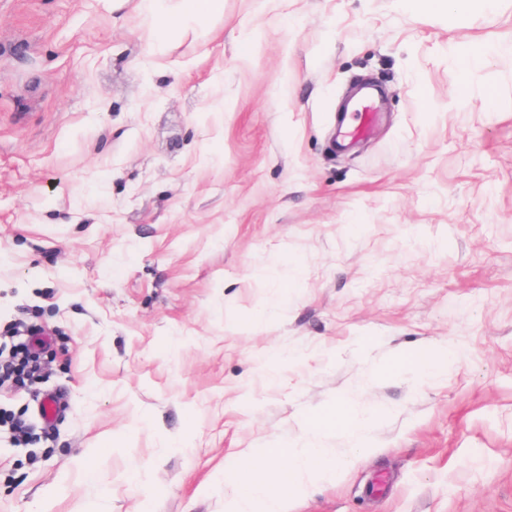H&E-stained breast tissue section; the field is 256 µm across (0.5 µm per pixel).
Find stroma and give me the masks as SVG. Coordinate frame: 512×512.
Instances as JSON below:
<instances>
[{
	"label": "stroma",
	"mask_w": 512,
	"mask_h": 512,
	"mask_svg": "<svg viewBox=\"0 0 512 512\" xmlns=\"http://www.w3.org/2000/svg\"><path fill=\"white\" fill-rule=\"evenodd\" d=\"M137 3L0 0V365L52 357L0 383V512H224L339 400L370 449L288 512H512V55L451 53L512 44V0ZM142 10L165 33L185 21H204L223 11V0H140ZM417 10L448 9V13L466 17L487 11L493 0H407ZM457 353L448 348H413L398 356V365L417 373L435 377L442 372V363L454 360Z\"/></svg>",
	"instance_id": "1"
}]
</instances>
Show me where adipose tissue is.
Listing matches in <instances>:
<instances>
[{"label":"adipose tissue","mask_w":512,"mask_h":512,"mask_svg":"<svg viewBox=\"0 0 512 512\" xmlns=\"http://www.w3.org/2000/svg\"><path fill=\"white\" fill-rule=\"evenodd\" d=\"M140 5L164 33L183 22H201L221 13L224 0H140ZM373 419L370 413L349 417L346 403L340 401L309 416L307 425L315 436L302 445L281 443L245 451L238 468L224 470V482L234 490L225 512H286L292 496L305 491L310 483L330 481L336 474L339 459L320 441L319 432L343 425L358 453L366 447Z\"/></svg>","instance_id":"obj_1"}]
</instances>
